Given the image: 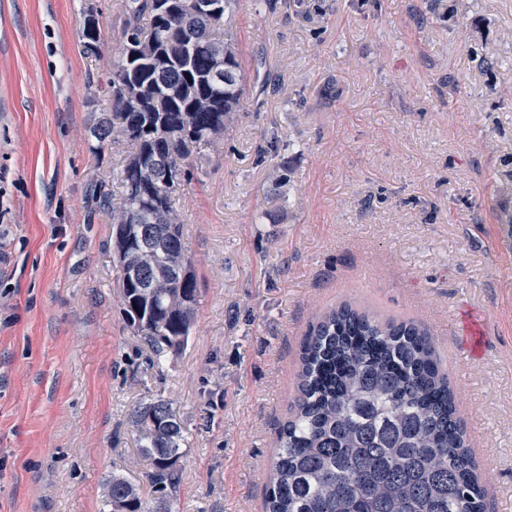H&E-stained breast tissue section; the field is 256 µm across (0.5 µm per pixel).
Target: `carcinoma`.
Segmentation results:
<instances>
[{
    "label": "carcinoma",
    "mask_w": 512,
    "mask_h": 512,
    "mask_svg": "<svg viewBox=\"0 0 512 512\" xmlns=\"http://www.w3.org/2000/svg\"><path fill=\"white\" fill-rule=\"evenodd\" d=\"M156 12L153 0H123L119 51L106 80L112 112L94 119L91 150L112 138L130 145L117 172L120 191L92 183L110 213L112 240L120 222L140 229L138 285L117 279L125 321L155 352H180L196 317L194 272L183 274L182 223L173 206L187 162L219 147L237 121L246 86L229 14L254 0H223L218 17L193 14V0ZM84 53L100 56V32L82 29ZM142 57L128 60L130 43ZM209 105L200 109L197 102ZM171 158V187L148 182L140 164ZM292 415L278 435L264 512H485L476 463L456 417L448 373L429 333L410 321L381 319L349 303L310 326L297 374ZM142 458L143 488L123 476L104 484L111 512H174L183 428L171 403H140L131 413Z\"/></svg>",
    "instance_id": "obj_1"
}]
</instances>
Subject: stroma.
I'll list each match as a JSON object with an SVG mask.
<instances>
[{"mask_svg": "<svg viewBox=\"0 0 512 512\" xmlns=\"http://www.w3.org/2000/svg\"><path fill=\"white\" fill-rule=\"evenodd\" d=\"M120 9L0 0V512H108L107 475L145 480L130 414L156 399L183 427L179 512H263L305 335L344 302L427 327L480 427L488 510L512 504V261L491 240L512 212V0L233 13L246 94L176 200L198 286L176 354L126 327L91 199L125 151L89 133ZM85 19V26L83 24V28L79 34L80 42L86 55H91L97 58L100 56V31L98 32L96 30L86 28L93 27L95 29H99L98 19L94 16H89Z\"/></svg>", "mask_w": 512, "mask_h": 512, "instance_id": "stroma-1", "label": "stroma"}]
</instances>
